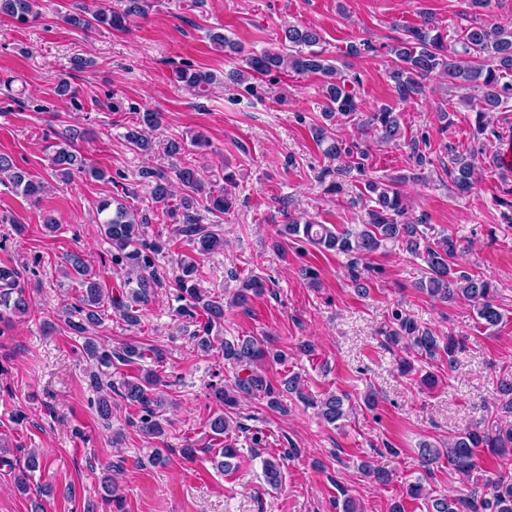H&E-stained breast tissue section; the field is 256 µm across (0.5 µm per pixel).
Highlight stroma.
<instances>
[{"instance_id": "35a3bbf8", "label": "stroma", "mask_w": 512, "mask_h": 512, "mask_svg": "<svg viewBox=\"0 0 512 512\" xmlns=\"http://www.w3.org/2000/svg\"><path fill=\"white\" fill-rule=\"evenodd\" d=\"M146 15L131 18L127 30L106 26L85 32L62 22L67 13L88 4L109 9L116 0H39L40 18L20 23L0 16V154L44 182L39 202H31L9 183H0V266L19 272L17 284L31 311L13 317L0 337V448L10 449L0 463V512H341L352 499L360 512H427L426 498L411 499L410 483L423 481L428 496L467 495L474 480L512 479V451L480 455L472 478L447 464L424 473L418 464L422 444L443 446L468 427L482 424L512 428L502 407V382L512 380V224L504 223L501 199L512 193V171L493 158L503 141H512V100L494 114L496 137L477 159L475 189L458 195L448 177L445 144L460 151L474 145L475 113L461 104V92L434 77L425 94L406 103L392 90L389 45L405 28L423 19L456 43L475 23L512 27V0H490L474 9L467 0H149ZM316 30L322 56L343 73L360 79L353 88L354 117H325L324 79L292 71L275 82L255 81L253 92L229 79L245 67L249 55L287 53L289 26ZM224 34L229 46L216 48L211 34ZM370 41L372 50L350 56L346 47ZM88 62L74 69V58ZM212 74L206 88L194 89L175 78L184 66ZM71 88L56 92L60 82ZM122 101L112 110L109 98ZM394 106L402 137L385 143L359 127L360 119L382 105ZM448 110L441 120L440 110ZM159 112L162 124L154 141L174 139L183 150L176 163L202 173L207 187L230 188L235 199L226 214L199 210L201 223L219 225L223 252L203 265L201 285L225 298L240 279L266 281V290L248 309L228 308L220 336H255L284 362L264 367L272 382L299 375L302 395H284L283 410L256 399L233 409L242 423L234 439L239 456L231 472L212 463L209 419L217 407L209 384L231 376L221 349L198 352L192 334L200 321L177 314V261L187 247L175 238L174 224L152 203L143 183L144 169L170 170L161 150L134 151L124 138L139 112ZM327 125L334 138L367 153L364 172L338 175L346 157L326 154L314 142L313 127ZM103 178L77 173L58 182L50 158L63 136ZM205 136L207 154L191 140ZM426 140L432 163L416 167L411 141ZM236 182L225 185V173ZM394 182L413 216L425 217L434 230L457 242L460 269L490 278L503 315L499 326L479 324L465 299L440 302L416 283L423 261L400 245L362 257L358 268L367 286L358 294L346 255L322 252L299 237L283 238L281 225L302 218L340 230L367 223L364 180ZM106 198L125 204L145 218L148 238L165 243L158 260L164 281L131 327L112 306H104L93 331L100 344L139 342L160 348L159 372L169 401L163 413L165 433L144 437L133 426L137 408L116 401L112 419L103 422L95 408L98 393L86 372L82 337L63 320L65 306L78 297L76 282L60 269L64 256L79 253L105 288L124 290L125 277L110 262V242L96 222L97 205ZM54 218L48 231L46 218ZM402 313L420 329L452 335L463 346L455 364L433 361L387 342L393 313ZM408 359L413 369L401 372ZM377 395L366 407L367 392ZM335 393L348 396L353 411L333 426L305 407ZM262 439L254 446L252 436ZM192 445L194 458L182 457ZM283 459L279 489L267 486L257 448ZM36 449L46 469L35 472L29 495H20L15 476L24 450ZM162 449L164 464L149 455ZM385 470L379 483L364 465ZM111 474L120 507L105 504L104 474Z\"/></svg>"}]
</instances>
